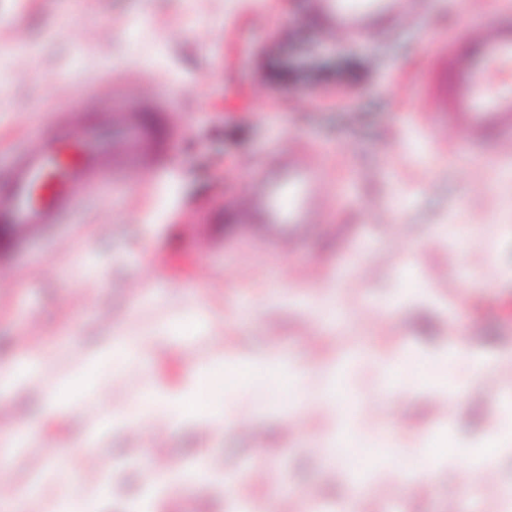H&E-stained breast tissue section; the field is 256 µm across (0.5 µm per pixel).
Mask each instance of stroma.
<instances>
[{
    "label": "stroma",
    "instance_id": "stroma-1",
    "mask_svg": "<svg viewBox=\"0 0 512 512\" xmlns=\"http://www.w3.org/2000/svg\"><path fill=\"white\" fill-rule=\"evenodd\" d=\"M507 14L512 0H488L477 15L465 0H436L423 20L354 43L326 37L310 0H0V177L56 113L76 111L105 78L165 100L182 121L165 139L160 182L92 195L68 223L15 246L0 240V342L52 355L25 391L0 394L13 408L0 415V430L31 416L38 441L0 445L10 460L0 512H44L51 488L37 479L55 464L81 487H100L98 512H125L141 462L183 470L198 448L219 462L221 478L171 484L155 512H224L227 473L240 495L273 512H302L308 492L353 512H499L512 490V457L487 467L476 451L469 466L427 481L418 449H392L385 478L352 494L342 478L349 463L319 446L320 418L289 419L304 381L277 396V415L253 404L250 389L215 391V410H251L243 429L208 433L133 427L100 437L96 384L66 410L48 393L113 329L141 333L202 312L201 335L146 346L155 385L173 391L192 368L272 346L283 367L299 361L312 374L353 362L348 402L372 405L373 445L393 423L405 436L445 430L455 438L498 427L512 398V157L434 128L422 81L434 42L492 28ZM375 63L385 75L373 81ZM340 86L371 108L361 129L339 123ZM291 148L315 153L326 189L344 185L348 196L328 207L326 234L288 252L241 233L234 210L274 154ZM457 224L472 242L465 257L445 245ZM408 268L427 296L401 306L392 292ZM455 339L494 358L479 381L464 361H422L464 387L461 403L421 379L378 383L353 361L361 348L430 349ZM265 448L279 454L267 466L271 480L259 482L253 471ZM91 453L98 466L86 464Z\"/></svg>",
    "mask_w": 512,
    "mask_h": 512
}]
</instances>
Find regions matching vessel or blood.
Returning <instances> with one entry per match:
<instances>
[{
  "label": "vessel or blood",
  "mask_w": 512,
  "mask_h": 512,
  "mask_svg": "<svg viewBox=\"0 0 512 512\" xmlns=\"http://www.w3.org/2000/svg\"><path fill=\"white\" fill-rule=\"evenodd\" d=\"M434 0H312L326 33L359 40L399 19L425 16ZM431 95L447 125L467 143L494 142L512 157V17L493 29L474 28L433 51ZM79 115L55 121L51 132L23 149L0 179V229L12 239L63 224L86 196L157 168L162 112L157 101H118L110 81L83 100ZM330 201L315 155L293 151L278 160L256 193L235 213L243 231L292 248L323 232Z\"/></svg>",
  "instance_id": "obj_1"
}]
</instances>
